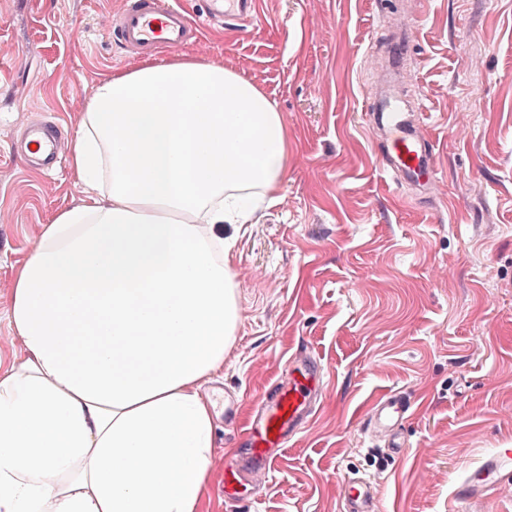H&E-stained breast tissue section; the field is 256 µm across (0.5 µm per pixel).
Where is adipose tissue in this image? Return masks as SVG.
Wrapping results in <instances>:
<instances>
[{
	"label": "adipose tissue",
	"instance_id": "obj_1",
	"mask_svg": "<svg viewBox=\"0 0 512 512\" xmlns=\"http://www.w3.org/2000/svg\"><path fill=\"white\" fill-rule=\"evenodd\" d=\"M275 104L197 57L101 80L76 131L87 203L14 269L0 370V512H199L203 396L239 320L224 228L287 167Z\"/></svg>",
	"mask_w": 512,
	"mask_h": 512
}]
</instances>
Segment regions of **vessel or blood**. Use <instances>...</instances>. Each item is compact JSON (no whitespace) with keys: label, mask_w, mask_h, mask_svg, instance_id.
<instances>
[{"label":"vessel or blood","mask_w":512,"mask_h":512,"mask_svg":"<svg viewBox=\"0 0 512 512\" xmlns=\"http://www.w3.org/2000/svg\"><path fill=\"white\" fill-rule=\"evenodd\" d=\"M209 14L217 19L247 21L257 15V0H208ZM199 28L177 0H128L115 19L112 33L127 50L137 54H160L197 39ZM370 131L376 137L382 165L392 181L428 195L433 186L435 149L419 124V115L390 92H382L369 115ZM25 145L36 158L52 164L58 154L55 136L42 124L24 134ZM285 381L263 397L248 420L243 434V464L224 469V498L236 502L244 481H258L270 471L272 453L287 448L301 434L324 392L326 368L306 348H299L284 363ZM412 404L403 392L379 397L367 413L366 428L384 441L390 456L403 457L408 445L403 428ZM512 481V448L484 458L480 467L456 489L459 504L487 496L492 481ZM343 512H378L371 481L351 477L345 481Z\"/></svg>","instance_id":"obj_1"}]
</instances>
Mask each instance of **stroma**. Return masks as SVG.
<instances>
[{"mask_svg":"<svg viewBox=\"0 0 512 512\" xmlns=\"http://www.w3.org/2000/svg\"><path fill=\"white\" fill-rule=\"evenodd\" d=\"M259 0L249 26H203L183 47L251 81L288 128L277 198L226 232L240 319L212 395L216 457L200 512H234L224 463L298 346L327 368L326 395L276 452L254 512H341L352 474L380 512H453L484 455L512 448V0ZM126 0H0V367L13 267L46 224L85 202L69 162L47 171L16 150L31 122L66 151L95 85L142 63L110 36ZM409 32L394 67L378 25ZM394 82L435 145V201L407 198L368 131L374 91ZM410 395L399 459L368 437L385 393Z\"/></svg>","mask_w":512,"mask_h":512,"instance_id":"obj_1","label":"stroma"}]
</instances>
